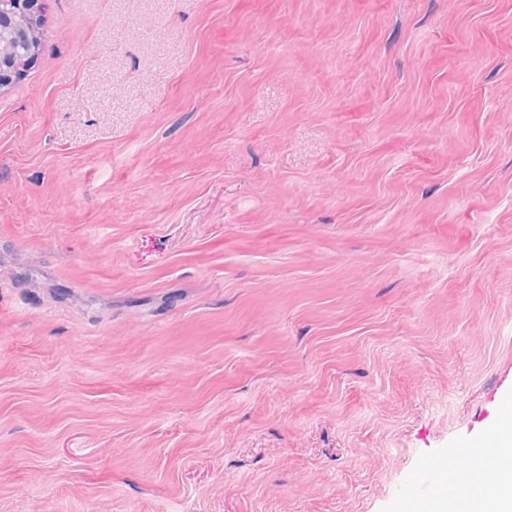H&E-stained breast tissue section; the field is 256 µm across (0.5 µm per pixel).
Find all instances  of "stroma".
<instances>
[{
    "mask_svg": "<svg viewBox=\"0 0 512 512\" xmlns=\"http://www.w3.org/2000/svg\"><path fill=\"white\" fill-rule=\"evenodd\" d=\"M43 6L0 512H402L512 410V0Z\"/></svg>",
    "mask_w": 512,
    "mask_h": 512,
    "instance_id": "stroma-1",
    "label": "stroma"
}]
</instances>
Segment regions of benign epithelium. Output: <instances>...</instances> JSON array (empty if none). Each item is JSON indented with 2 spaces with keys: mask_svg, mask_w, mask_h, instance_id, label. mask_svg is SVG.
I'll list each match as a JSON object with an SVG mask.
<instances>
[{
  "mask_svg": "<svg viewBox=\"0 0 512 512\" xmlns=\"http://www.w3.org/2000/svg\"><path fill=\"white\" fill-rule=\"evenodd\" d=\"M43 0H0V92L14 84L39 48Z\"/></svg>",
  "mask_w": 512,
  "mask_h": 512,
  "instance_id": "1",
  "label": "benign epithelium"
}]
</instances>
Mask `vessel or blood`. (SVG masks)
Instances as JSON below:
<instances>
[{"mask_svg": "<svg viewBox=\"0 0 512 512\" xmlns=\"http://www.w3.org/2000/svg\"><path fill=\"white\" fill-rule=\"evenodd\" d=\"M495 461L489 439L459 441L447 461V481L433 488L436 495L462 498L483 491L493 476Z\"/></svg>", "mask_w": 512, "mask_h": 512, "instance_id": "vessel-or-blood-1", "label": "vessel or blood"}]
</instances>
